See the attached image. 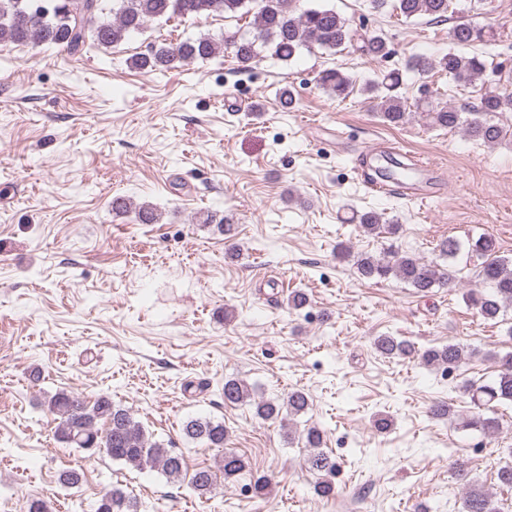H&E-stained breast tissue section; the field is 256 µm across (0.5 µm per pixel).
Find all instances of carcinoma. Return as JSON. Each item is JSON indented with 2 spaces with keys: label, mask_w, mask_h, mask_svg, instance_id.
<instances>
[{
  "label": "carcinoma",
  "mask_w": 512,
  "mask_h": 512,
  "mask_svg": "<svg viewBox=\"0 0 512 512\" xmlns=\"http://www.w3.org/2000/svg\"><path fill=\"white\" fill-rule=\"evenodd\" d=\"M33 2L0 0V47L23 44L58 46L72 54H80L87 46L101 49L117 46L163 18L240 13L253 17L254 33L250 37L242 34L234 43L224 37L215 40L199 36L175 43L152 44L146 52L132 59V66L168 71L196 62L204 63L229 52L242 67L247 68L264 50L271 57L287 62L311 44L335 53L354 46L372 57L383 58L391 54L383 37L361 32L333 9L324 6L303 8L299 5L300 0H47L51 6L49 17L31 21L27 11ZM371 5L376 10L389 5L396 15L406 20L425 18L438 23L448 20L452 0H371ZM490 36V30L458 20L449 30L454 48L432 58L415 55L406 63L405 71L423 74L438 69L457 84L468 85L485 71L486 62L482 55L476 52L469 54L464 49L483 44ZM318 82L325 92L341 99L346 98L351 85L349 76L337 68L323 70ZM401 85L403 73L395 69L383 75L381 80L364 86V91L376 100L380 116L389 124H404L417 109L440 129H460L466 136L488 145L505 140L507 131L493 122L492 117L512 112L511 88L487 92L477 107L462 113L446 104L418 103L412 108L399 93ZM356 224L360 232L368 235L395 234L398 231V225L383 222L382 216L372 211L358 215ZM468 248L485 258L481 278L491 291L487 293L470 288L463 293V298L483 321L498 323L504 313L512 309V258L499 255L497 241L490 235L469 241ZM355 265L364 278H396L420 292L449 287L459 275L458 271L447 270L435 261L399 251H388L380 257L360 253L356 256ZM373 346L380 356L388 359L415 352L413 344L390 335L376 337ZM466 357L465 346L458 342L430 347L420 355L423 365L448 373L460 367ZM498 363L500 372L491 382L478 384L468 381L460 385L463 394L470 398L473 411L461 418L459 425L485 436L500 431L501 423L494 416L496 407L512 402V353L499 357ZM223 392L225 403L232 406L248 403L254 407L255 416L264 421L298 416L310 407V398L302 390L289 392L283 401L265 399L255 396L253 387L238 378L224 380ZM47 407L57 416L55 434L60 442L93 455L104 453L136 469L158 466L169 481L179 483L187 479L200 496L212 493L214 472L211 469L198 468L188 473L183 454L152 440L130 411L112 404L110 397L100 395L91 400L81 393L60 390L48 399ZM182 432L186 439L207 448H222L228 439L224 423L209 418H188L183 422ZM303 440L305 447L309 448L306 464L317 475L315 494L321 498L334 496V478L342 462L322 450L324 430L320 426L306 428ZM453 469L466 485L462 496L463 512H499L492 495L467 480L465 462L455 461ZM220 470L226 480L248 474V488L253 496L262 498L267 495L269 478L249 470V464L238 453L232 450L224 452ZM93 508L94 512H140L139 501L120 488L103 494Z\"/></svg>",
  "instance_id": "carcinoma-1"
}]
</instances>
